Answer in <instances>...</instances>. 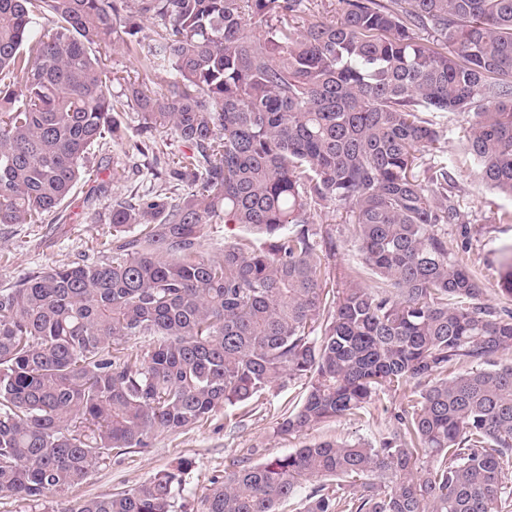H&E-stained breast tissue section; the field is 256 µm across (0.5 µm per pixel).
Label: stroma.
I'll use <instances>...</instances> for the list:
<instances>
[{
	"label": "stroma",
	"mask_w": 512,
	"mask_h": 512,
	"mask_svg": "<svg viewBox=\"0 0 512 512\" xmlns=\"http://www.w3.org/2000/svg\"><path fill=\"white\" fill-rule=\"evenodd\" d=\"M90 167V180L78 181L69 200L46 223L0 226V284L49 265H66L80 258L89 263L110 259V252L102 250L101 244L112 238L108 220L112 202L156 186L155 167L152 156L129 157L124 145L109 140L96 148ZM116 167L125 170L118 182L112 179ZM456 178L462 190L463 222L448 227V238L456 243L453 256L483 283L494 285L499 278L501 250L512 245V223L499 222L497 211L511 210L512 200L473 182L466 172L457 173ZM314 222L322 236L332 237L338 246L328 265L346 272L357 269L359 252L349 232L350 213L333 206L321 208ZM463 235L468 243L461 248L457 242ZM287 397V391L274 389L247 419H240L237 409L228 406L192 429L158 432L148 448L113 455L95 466L83 484L47 495L38 510H30L14 498L0 497V512H74L84 500L131 489L181 458L190 459L193 466L177 496L176 510L203 512L204 489L213 478L223 476L232 461L246 458L262 463L326 439L378 441L391 432L401 403L399 397L387 396L364 419L339 418L289 437L277 433Z\"/></svg>",
	"instance_id": "35a3bbf8"
}]
</instances>
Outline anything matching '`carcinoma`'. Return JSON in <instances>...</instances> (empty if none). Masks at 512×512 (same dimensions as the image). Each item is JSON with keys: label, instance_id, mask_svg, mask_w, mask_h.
<instances>
[{"label": "carcinoma", "instance_id": "carcinoma-1", "mask_svg": "<svg viewBox=\"0 0 512 512\" xmlns=\"http://www.w3.org/2000/svg\"><path fill=\"white\" fill-rule=\"evenodd\" d=\"M307 3L0 0V225L44 223L131 110L132 154L161 129L190 149L154 154L166 186L112 203V260L0 287V496L38 503L115 450L301 382L280 434L398 394L392 434L236 461L204 512H512V250L492 290L452 257L461 188L426 158L430 115L465 114L472 177L512 200V0H337L292 26ZM117 50L143 78L106 69ZM328 206L351 212L376 284L323 287L312 212ZM215 219L256 239L207 257ZM136 336L156 340L124 347ZM191 467L76 512H174Z\"/></svg>", "mask_w": 512, "mask_h": 512}]
</instances>
